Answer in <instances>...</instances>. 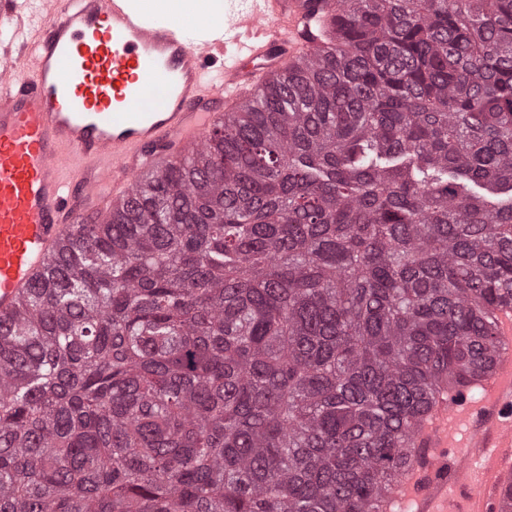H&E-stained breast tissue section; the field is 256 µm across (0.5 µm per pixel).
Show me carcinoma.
Segmentation results:
<instances>
[{"label": "carcinoma", "mask_w": 512, "mask_h": 512, "mask_svg": "<svg viewBox=\"0 0 512 512\" xmlns=\"http://www.w3.org/2000/svg\"><path fill=\"white\" fill-rule=\"evenodd\" d=\"M336 2L0 332V512H385L504 354L512 0Z\"/></svg>", "instance_id": "obj_1"}]
</instances>
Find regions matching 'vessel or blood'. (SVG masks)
Returning <instances> with one entry per match:
<instances>
[{
    "instance_id": "vessel-or-blood-1",
    "label": "vessel or blood",
    "mask_w": 512,
    "mask_h": 512,
    "mask_svg": "<svg viewBox=\"0 0 512 512\" xmlns=\"http://www.w3.org/2000/svg\"><path fill=\"white\" fill-rule=\"evenodd\" d=\"M0 320L77 225L106 216L150 164L200 150L262 83L315 45L306 0H225L191 26L135 0H0ZM387 512H502L512 473V360L438 399L415 428ZM472 456H462V449Z\"/></svg>"
}]
</instances>
